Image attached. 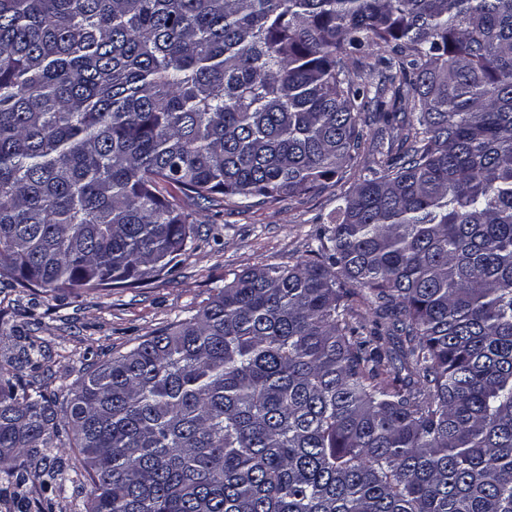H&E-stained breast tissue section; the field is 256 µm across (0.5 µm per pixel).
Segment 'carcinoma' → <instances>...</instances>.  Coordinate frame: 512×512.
I'll return each mask as SVG.
<instances>
[{
  "instance_id": "carcinoma-1",
  "label": "carcinoma",
  "mask_w": 512,
  "mask_h": 512,
  "mask_svg": "<svg viewBox=\"0 0 512 512\" xmlns=\"http://www.w3.org/2000/svg\"><path fill=\"white\" fill-rule=\"evenodd\" d=\"M348 168L313 257L232 273L63 409L22 381L35 343L0 360L17 507L34 469L84 474L86 512H512V0H0L16 288L173 273L195 224L162 183L247 203Z\"/></svg>"
}]
</instances>
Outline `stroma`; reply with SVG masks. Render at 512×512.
<instances>
[{
    "label": "stroma",
    "instance_id": "stroma-1",
    "mask_svg": "<svg viewBox=\"0 0 512 512\" xmlns=\"http://www.w3.org/2000/svg\"><path fill=\"white\" fill-rule=\"evenodd\" d=\"M356 181L345 173L328 187L301 196H283L252 206L215 195L194 205L172 186L162 193L193 213L196 241L182 257L175 277L134 288L57 294L23 292L0 281V359L18 337L41 345L46 358L38 381L66 401L84 368L126 352L176 317L195 313L231 272L288 266L305 257L314 236L330 224L337 195Z\"/></svg>",
    "mask_w": 512,
    "mask_h": 512
}]
</instances>
